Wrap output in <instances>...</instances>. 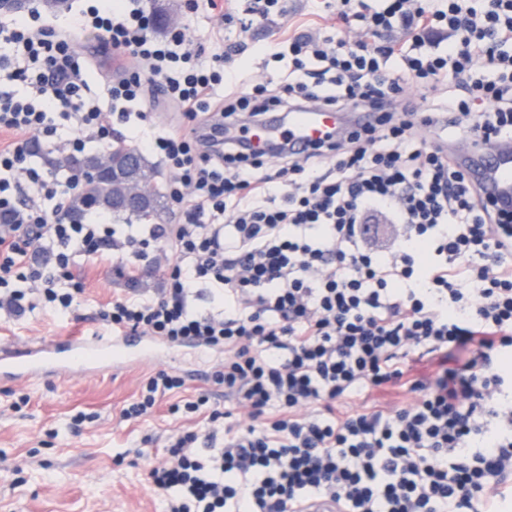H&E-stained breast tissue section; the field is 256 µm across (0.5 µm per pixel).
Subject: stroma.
<instances>
[{
	"label": "stroma",
	"instance_id": "stroma-1",
	"mask_svg": "<svg viewBox=\"0 0 512 512\" xmlns=\"http://www.w3.org/2000/svg\"><path fill=\"white\" fill-rule=\"evenodd\" d=\"M250 0H201L188 12L186 0H150L152 13L164 14L167 28H183L205 51H213V35L223 32L225 46L245 49L240 64L245 75L262 82L278 79L282 66L274 55L288 37L301 34L334 38L345 25L334 0H282L278 12L242 26ZM76 275L85 294L64 318L34 310L13 320H0V338L80 336L97 331L96 314L111 302L124 282L108 261L81 257ZM151 372L142 366L96 377L46 379L26 385L0 380V512H159L156 493L144 481L143 460L133 451H162L166 437L190 419L171 414L162 400L146 421L120 420L121 408L133 400L140 382ZM30 401L12 404L20 394ZM97 413V421L72 432L76 412Z\"/></svg>",
	"mask_w": 512,
	"mask_h": 512
}]
</instances>
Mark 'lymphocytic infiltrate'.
<instances>
[{
    "mask_svg": "<svg viewBox=\"0 0 512 512\" xmlns=\"http://www.w3.org/2000/svg\"><path fill=\"white\" fill-rule=\"evenodd\" d=\"M338 14L359 21L358 41L291 38L287 82L241 94L223 52L204 63L185 30L154 36L144 0H99L66 30L35 7L0 20V71L32 90L0 92V132L13 135L0 147V212L14 215L0 224V314L67 316L83 292L76 257L113 260L133 285L162 250L156 296L116 295L100 329L224 354L210 380L232 409L185 397L184 378L159 370L121 410L144 420L170 396L171 413L207 426L169 436L146 469L164 512H303L318 497L338 512H490L512 500V212L490 207L446 148L453 130L512 139V0H340ZM397 23L417 28L410 46L379 42ZM443 25L447 48L424 53ZM82 34L135 62L108 78V104L87 96ZM148 100L185 120L142 144L176 172L179 222L69 223L78 183L31 166L32 143L66 129L69 151L111 148L116 124L146 120ZM373 106L384 109L375 125L277 151L272 174L248 144L206 135L270 112ZM426 112L442 117L432 146L416 136ZM26 183L51 210L22 198ZM379 216L395 231L382 249L370 240ZM205 295L220 313L200 307ZM430 354L438 370L418 375L415 356ZM389 390L402 402L377 400Z\"/></svg>",
    "mask_w": 512,
    "mask_h": 512,
    "instance_id": "1",
    "label": "lymphocytic infiltrate"
}]
</instances>
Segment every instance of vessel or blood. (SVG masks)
I'll use <instances>...</instances> for the list:
<instances>
[{"label": "vessel or blood", "instance_id": "b4317fda", "mask_svg": "<svg viewBox=\"0 0 512 512\" xmlns=\"http://www.w3.org/2000/svg\"><path fill=\"white\" fill-rule=\"evenodd\" d=\"M342 123L338 112H293L287 123L270 120L250 134L251 143L263 151L280 140L305 149L336 131ZM462 171L498 208L512 209V145L456 148ZM166 359L174 362L166 343L148 336H60L46 341L0 340V380L31 383L43 378L93 377L120 370L135 362Z\"/></svg>", "mask_w": 512, "mask_h": 512}]
</instances>
